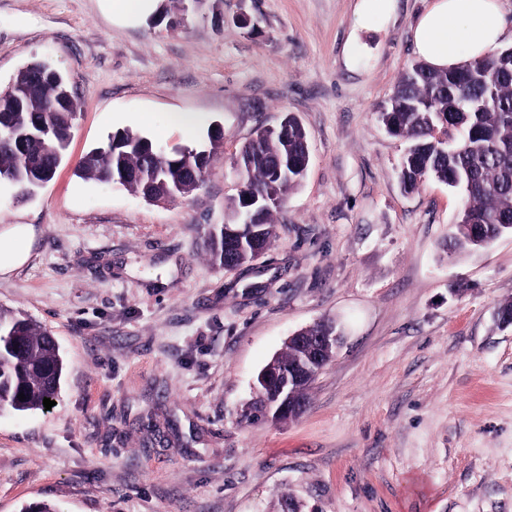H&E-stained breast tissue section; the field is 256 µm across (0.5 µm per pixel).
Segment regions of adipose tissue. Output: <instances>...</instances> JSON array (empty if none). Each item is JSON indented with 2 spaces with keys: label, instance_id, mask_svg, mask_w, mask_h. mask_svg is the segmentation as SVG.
I'll list each match as a JSON object with an SVG mask.
<instances>
[{
  "label": "adipose tissue",
  "instance_id": "obj_1",
  "mask_svg": "<svg viewBox=\"0 0 512 512\" xmlns=\"http://www.w3.org/2000/svg\"><path fill=\"white\" fill-rule=\"evenodd\" d=\"M417 55L439 70L512 42L500 0H429L411 27Z\"/></svg>",
  "mask_w": 512,
  "mask_h": 512
}]
</instances>
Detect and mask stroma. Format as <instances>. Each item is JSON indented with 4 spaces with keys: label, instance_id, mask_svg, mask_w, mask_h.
Returning a JSON list of instances; mask_svg holds the SVG:
<instances>
[{
    "label": "stroma",
    "instance_id": "stroma-1",
    "mask_svg": "<svg viewBox=\"0 0 512 512\" xmlns=\"http://www.w3.org/2000/svg\"><path fill=\"white\" fill-rule=\"evenodd\" d=\"M356 0H221L169 29L112 0H0V88L43 62L78 105L67 159L32 197L0 185V233L28 259L0 307L41 322L65 361L51 409L0 415V512H512V236L442 246L462 194L399 180L380 112L417 55L427 0H398L346 62ZM250 25H242L241 16ZM221 124L204 188L153 204L75 167L130 116ZM294 116L309 165L259 260L203 253L236 195L234 161ZM344 330L297 420L250 422L259 371L288 336Z\"/></svg>",
    "mask_w": 512,
    "mask_h": 512
}]
</instances>
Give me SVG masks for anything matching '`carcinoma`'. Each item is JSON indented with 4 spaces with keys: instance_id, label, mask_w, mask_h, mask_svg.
<instances>
[{
    "instance_id": "obj_1",
    "label": "carcinoma",
    "mask_w": 512,
    "mask_h": 512,
    "mask_svg": "<svg viewBox=\"0 0 512 512\" xmlns=\"http://www.w3.org/2000/svg\"><path fill=\"white\" fill-rule=\"evenodd\" d=\"M475 67L487 70L495 88L479 112L467 108L468 101L483 96L482 88L466 80ZM46 69L43 63H31L0 90V183L16 190L37 189L30 177L54 175L66 156L76 103L66 78L58 72L43 78ZM381 116L389 132L407 143L400 165L405 190L416 189L428 178L452 189L456 177L467 178L464 207L448 235L452 254L471 255L512 230V46L449 71L413 62ZM441 119L459 133L455 146L446 152L433 134ZM283 123V133L261 128L241 147L240 190L227 210H244L256 197L273 196L282 203L299 185L309 162L306 132L290 115ZM223 141L222 136L209 135L198 147L163 151L147 136L126 130L117 153H112L109 141L85 154L75 172L83 179L110 183L112 173L126 171L130 179L123 187L135 194L152 200L175 193L186 197L203 188L202 172ZM204 253L221 268L228 257L239 266L249 257L224 242L222 230L205 234ZM298 355L299 350L287 346L266 364L262 399L248 409L246 418H261L264 402L278 396L281 380ZM63 372V357L50 331L0 308V400L9 411L44 409L43 399L59 397ZM21 393L26 396L22 401Z\"/></svg>"
}]
</instances>
